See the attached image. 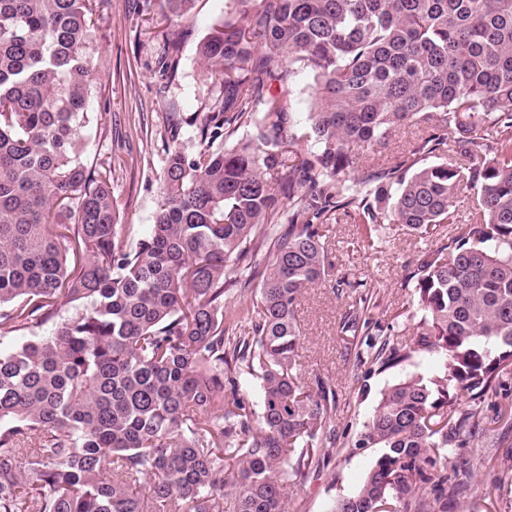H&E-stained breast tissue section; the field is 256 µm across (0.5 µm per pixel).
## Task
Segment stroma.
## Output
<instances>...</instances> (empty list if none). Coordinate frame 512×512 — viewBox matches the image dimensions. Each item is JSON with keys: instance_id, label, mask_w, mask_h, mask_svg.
Listing matches in <instances>:
<instances>
[{"instance_id": "stroma-1", "label": "stroma", "mask_w": 512, "mask_h": 512, "mask_svg": "<svg viewBox=\"0 0 512 512\" xmlns=\"http://www.w3.org/2000/svg\"><path fill=\"white\" fill-rule=\"evenodd\" d=\"M226 0H195L188 17H178L160 0H102L93 17L97 41L92 50L97 85L91 102L93 123L85 155L109 172L112 193L120 203L118 224L132 237L148 234L160 187L166 151L172 141L194 149L196 128L214 84L201 64L196 45L224 17ZM180 65L169 80L160 54L181 30ZM179 138H172V131ZM322 232L331 251L334 280L306 289L297 305L304 341L298 372L303 381L330 380L335 391V446L297 481L289 482L287 512H328L333 498L353 493L376 449L360 451L351 440L375 406L381 389L399 377L393 369L374 376L359 394L366 370L363 336L341 332L344 316L360 293L371 301V333L389 343L408 342L418 316L410 276L437 241L419 238L405 227L384 225L370 231L356 214L331 215ZM363 291H355V283ZM449 471L474 475L468 492L449 503L448 512H512V420L495 423L489 435L469 439L453 449Z\"/></svg>"}]
</instances>
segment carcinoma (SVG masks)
<instances>
[{"instance_id": "cac0c4a2", "label": "carcinoma", "mask_w": 512, "mask_h": 512, "mask_svg": "<svg viewBox=\"0 0 512 512\" xmlns=\"http://www.w3.org/2000/svg\"><path fill=\"white\" fill-rule=\"evenodd\" d=\"M229 2L197 44L218 86L199 148L168 149L131 241L83 158L98 0H0V326L55 322L0 340V512H226L229 495L232 512H286L335 432L330 383L297 373L296 307L330 276L337 210L455 235L420 265L411 341L368 342L373 372L424 354L434 371L382 390L351 444L377 455L329 512H448L468 489L445 459L489 422L456 400L512 374V0ZM161 59L176 77L179 42ZM405 125L416 141L374 169ZM368 309L363 294L342 331H368ZM312 84V78L306 73H300L296 77L295 82V95L292 99V110L294 112L301 113L303 117H306V113L310 110V93Z\"/></svg>"}]
</instances>
